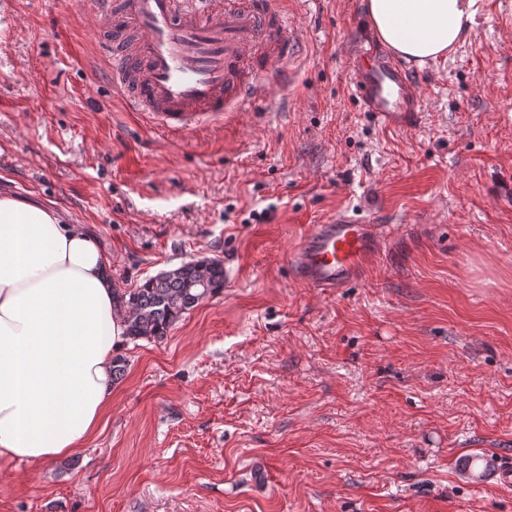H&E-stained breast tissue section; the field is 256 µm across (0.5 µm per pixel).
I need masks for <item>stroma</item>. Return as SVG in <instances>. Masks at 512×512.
<instances>
[{"mask_svg":"<svg viewBox=\"0 0 512 512\" xmlns=\"http://www.w3.org/2000/svg\"><path fill=\"white\" fill-rule=\"evenodd\" d=\"M364 2L286 0L292 85L173 137L124 111L87 0H0V192L85 225L126 291L224 265L164 339L124 342L86 448L0 457V512H512V0L415 68L396 127L355 93ZM354 206L373 266L301 284L292 249Z\"/></svg>","mask_w":512,"mask_h":512,"instance_id":"obj_1","label":"stroma"}]
</instances>
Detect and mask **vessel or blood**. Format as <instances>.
I'll return each instance as SVG.
<instances>
[{"label": "vessel or blood", "instance_id": "obj_1", "mask_svg": "<svg viewBox=\"0 0 512 512\" xmlns=\"http://www.w3.org/2000/svg\"><path fill=\"white\" fill-rule=\"evenodd\" d=\"M112 84L132 112L185 133L206 120L253 111L262 88L290 79L301 41L281 0H95ZM354 86L366 111L395 123L419 111L412 74L372 45H358ZM375 249L368 219L347 210L313 225L290 255L303 283L341 288Z\"/></svg>", "mask_w": 512, "mask_h": 512}]
</instances>
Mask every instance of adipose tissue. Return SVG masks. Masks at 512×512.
<instances>
[{
	"label": "adipose tissue",
	"mask_w": 512,
	"mask_h": 512,
	"mask_svg": "<svg viewBox=\"0 0 512 512\" xmlns=\"http://www.w3.org/2000/svg\"><path fill=\"white\" fill-rule=\"evenodd\" d=\"M480 4L365 0V14L388 50L422 66L456 50ZM118 289L84 225L0 195V457L52 461L94 436L125 339Z\"/></svg>",
	"instance_id": "1"
}]
</instances>
